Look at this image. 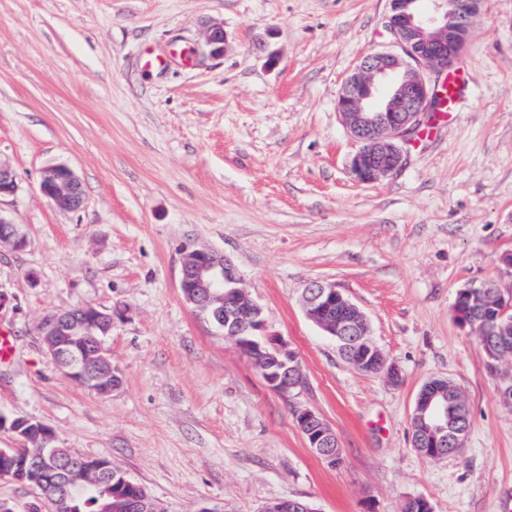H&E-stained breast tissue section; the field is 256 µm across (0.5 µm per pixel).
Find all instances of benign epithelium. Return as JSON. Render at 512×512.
<instances>
[{"mask_svg": "<svg viewBox=\"0 0 512 512\" xmlns=\"http://www.w3.org/2000/svg\"><path fill=\"white\" fill-rule=\"evenodd\" d=\"M432 8L417 7L419 0H391L385 28L392 37V49L369 52L355 66L338 97L337 110L350 134L360 144L352 159V170L361 182H373L396 172L405 160L400 142L433 109L440 69L453 63L466 50L472 17L482 0H431ZM204 43L211 53L224 51V29L213 26L205 33ZM19 187L16 171L0 162V199L16 194ZM41 191L63 210H77L84 204L81 182L65 166H51L43 171ZM15 250L27 245L16 225L0 217V244ZM482 288L483 306L497 311L493 325L456 314L459 325L480 336L505 341L512 334V306L500 304V295ZM467 286L459 294L479 288ZM180 288L188 302L207 321L224 330V337L247 351L249 359L273 390L288 394L304 384L296 352L279 336L262 337L264 327L261 307L239 288V278L223 255L208 248L191 250L181 269ZM307 317L327 336L343 340L356 338L358 346L370 360V367L384 370L389 380L401 381L399 368L387 363L382 351L369 338L370 330L363 311L333 283L312 281L304 290ZM341 303L337 319L322 318L320 313ZM81 334L94 341L78 355H67L65 341ZM43 344L51 361L65 375L82 387L99 395H110L116 388L106 337L112 335V314L93 307L65 310L47 317L41 326ZM459 404L446 390L423 386L416 399L412 423L413 444L422 455L428 449L448 444V434L456 428ZM309 447L331 463L336 462V436L314 412L302 409L295 416ZM8 428L23 440L31 434L48 446L46 456H61L60 449L50 447L54 430L45 423L11 418L0 413V428ZM126 476L115 479L107 475L98 481L111 502L102 512H127L121 502V487ZM85 485L74 472L64 473L55 487L42 486L40 492L51 504L52 512H62L61 504L83 491Z\"/></svg>", "mask_w": 512, "mask_h": 512, "instance_id": "benign-epithelium-1", "label": "benign epithelium"}]
</instances>
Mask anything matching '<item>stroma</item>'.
Instances as JSON below:
<instances>
[{"label":"stroma","instance_id":"obj_1","mask_svg":"<svg viewBox=\"0 0 512 512\" xmlns=\"http://www.w3.org/2000/svg\"><path fill=\"white\" fill-rule=\"evenodd\" d=\"M390 0H0V160L19 177L0 216L27 238L0 248V413L36 419L54 447L106 457L163 512H263L292 498L317 512H512V403L457 292L495 283L512 252V0H484L458 60L470 81L447 121L428 113L397 172L359 182L358 143L336 100L369 51L391 46ZM222 26L224 51L204 48ZM64 165L76 211L40 190ZM226 256L266 331L305 384L272 390L180 288L186 251ZM314 280L365 313L399 385L364 374L301 303ZM112 313L120 383L83 388L51 362V313ZM450 381L470 428L459 454L421 456L422 386ZM335 432L341 461L309 447L295 412Z\"/></svg>","mask_w":512,"mask_h":512}]
</instances>
